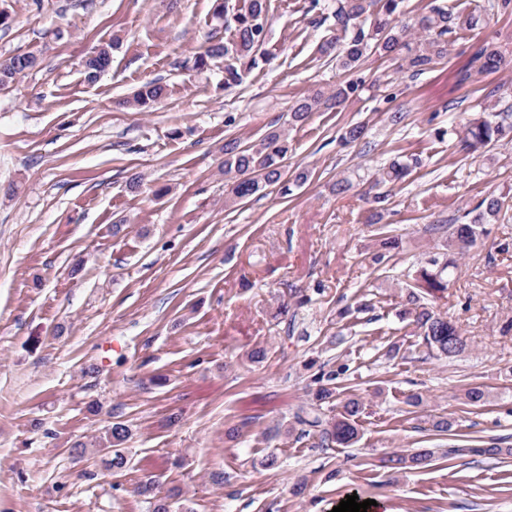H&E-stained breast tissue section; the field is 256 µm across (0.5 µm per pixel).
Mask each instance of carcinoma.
<instances>
[{
    "instance_id": "cac0c4a2",
    "label": "carcinoma",
    "mask_w": 512,
    "mask_h": 512,
    "mask_svg": "<svg viewBox=\"0 0 512 512\" xmlns=\"http://www.w3.org/2000/svg\"><path fill=\"white\" fill-rule=\"evenodd\" d=\"M407 0H336L333 17L336 27L344 34L342 41L329 43L324 52L336 60V66L347 73V78L336 89L325 94L318 90L298 99L291 109V120L305 122L321 107L343 105L363 89L364 81L356 76L371 55L397 56L401 67L421 74L433 68L448 56V35L457 31H474L480 28L485 17L495 12L512 9V0H472L466 14H458L445 5H435L406 22ZM212 16L233 29V36L226 41H211L193 58L192 68L203 70L211 61L224 59V86L242 83L264 58L262 47L266 38V0H248V4L231 12L228 0H213ZM112 45L92 52L84 62L85 79L96 81L111 63ZM479 72H495L512 64V57L497 49L485 48L476 57ZM38 65L33 53L15 55L0 63V86L12 82L15 77ZM166 95L165 85L150 82L141 86L126 101L129 108L142 111ZM365 127L349 125L340 135V142L352 145L363 139ZM512 138L511 112H483L464 127L463 148L475 152L487 149L500 140ZM290 151L288 134L273 129L258 141L241 144L235 140L224 143V176L232 181L227 203L242 202L268 188L286 197L304 184L309 173L289 171L286 161ZM410 165L400 160L379 169L377 183H396L409 175ZM512 193L502 192L483 198L472 210L469 222L452 225L448 252L434 256L417 268L412 285L402 297L401 315L412 319L419 330L422 344L438 358H453L462 353L467 341L452 321L432 311L428 297L448 288L451 276L458 270V260L469 250L483 225L509 209ZM399 249V241L393 236L381 237L375 260L379 263L391 257ZM338 372L321 371L318 380L322 385L315 393L316 403L299 410L295 422L302 432L318 438V445L349 448L361 439L358 424L362 403L355 398L340 399L341 386L337 383ZM465 402L481 406L488 399V392L481 385H471L464 390ZM129 436L128 426L120 421L112 423L96 440L98 451L108 455V467L116 472L127 463L124 443ZM467 453L478 455H509L512 448H503L497 442L484 447L454 445L449 448H419L413 452H393L382 460L384 467L394 472H407L428 467L435 457L453 459Z\"/></svg>"
}]
</instances>
